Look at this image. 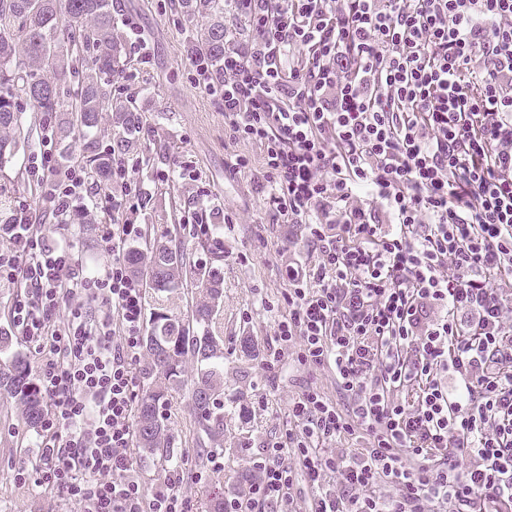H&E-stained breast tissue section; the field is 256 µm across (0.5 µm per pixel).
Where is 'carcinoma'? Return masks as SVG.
<instances>
[{
	"label": "carcinoma",
	"mask_w": 512,
	"mask_h": 512,
	"mask_svg": "<svg viewBox=\"0 0 512 512\" xmlns=\"http://www.w3.org/2000/svg\"><path fill=\"white\" fill-rule=\"evenodd\" d=\"M190 19L207 20L204 41L191 46L197 62L219 70L224 61V0H179ZM123 46L112 17L111 0H0V168L10 162L24 127L14 98L22 94L40 114L39 130L49 116L68 115L67 125L55 128L65 140L69 130L84 132L80 163L97 183L110 181L111 156L134 146L140 113L132 100L110 99V79L116 73ZM77 79L78 89L63 99L62 82ZM111 112L110 148L102 149L95 130L104 111ZM128 261L134 276L157 292L181 288L190 280L201 290L191 316L167 311L151 313L144 336L148 374L161 376L172 389L184 384L186 364L195 366L191 389L193 410L202 432L212 444L224 436V337L215 333V308L224 293V278L213 266L187 268L181 241L168 234L136 247ZM8 335H0V353L13 350ZM0 390L21 406L29 426L39 427L43 398L31 377L29 363L18 350L0 360ZM164 392L148 390L138 405L137 447L148 455L174 456V442L164 424Z\"/></svg>",
	"instance_id": "carcinoma-1"
}]
</instances>
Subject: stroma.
Returning <instances> with one entry per match:
<instances>
[{
  "label": "stroma",
  "mask_w": 512,
  "mask_h": 512,
  "mask_svg": "<svg viewBox=\"0 0 512 512\" xmlns=\"http://www.w3.org/2000/svg\"><path fill=\"white\" fill-rule=\"evenodd\" d=\"M122 36L137 32L149 45L145 56L125 49L121 73L112 79V95L136 99L142 129L136 149L124 154L141 207L133 217L142 228L164 234L180 225L181 241L191 262L213 261L203 249L200 224L221 225L222 258L216 262L224 278L218 321L224 332V445L204 446L191 405V388L168 393L163 409L175 443L166 461L132 448L137 478L153 494L179 479L187 512H205L214 497H227L246 487L251 461L263 446L279 440L288 426V405L299 392L317 388L340 410L350 400L330 369L311 371L297 362V346H289L274 378H267L261 357L273 335L275 316L287 313L285 291L289 262H314L315 253L299 241L296 251L283 247L299 227L273 223L266 208V183L260 178L263 155L252 141L238 137L224 118V104L205 91L187 52L201 25L182 13L177 0H112ZM167 146L152 167L142 168V154L155 143ZM42 143L38 137L19 143L10 163L0 169V187L14 205L35 209L38 198L28 189V168ZM250 161L248 173L234 172V156ZM168 171L160 180V171ZM45 232L79 244L83 265L104 274L111 258L98 245L90 224H55L45 216ZM39 435L30 429L19 405L0 391V512H80L72 500L60 499L34 486L19 473L21 465L40 459Z\"/></svg>",
  "instance_id": "stroma-1"
}]
</instances>
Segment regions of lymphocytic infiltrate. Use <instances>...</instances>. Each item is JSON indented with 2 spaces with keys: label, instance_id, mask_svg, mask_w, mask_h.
Here are the masks:
<instances>
[{
  "label": "lymphocytic infiltrate",
  "instance_id": "1",
  "mask_svg": "<svg viewBox=\"0 0 512 512\" xmlns=\"http://www.w3.org/2000/svg\"><path fill=\"white\" fill-rule=\"evenodd\" d=\"M236 3L252 40L226 39L202 84L262 149L275 221L303 226L317 255L288 268L265 365L298 344L352 407L303 390L224 512H296L299 476L311 512H512V293L496 285L512 274V0ZM30 172L67 224L85 168L44 151ZM97 228L101 276L36 212L0 226V281L21 290L12 322L42 358L49 406L29 476L82 512H185L177 486L145 496L130 454L144 292L127 252L141 229ZM358 431L365 447H339Z\"/></svg>",
  "mask_w": 512,
  "mask_h": 512
}]
</instances>
